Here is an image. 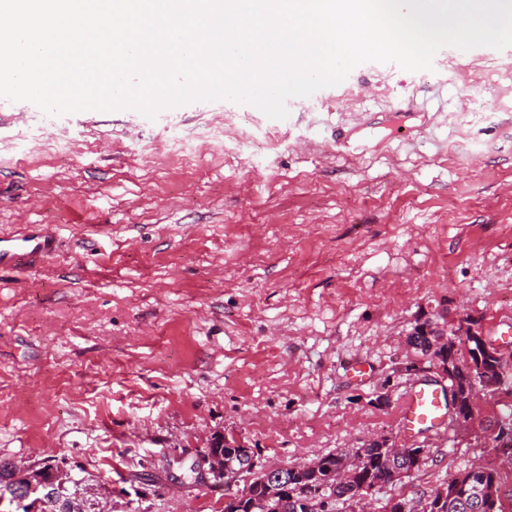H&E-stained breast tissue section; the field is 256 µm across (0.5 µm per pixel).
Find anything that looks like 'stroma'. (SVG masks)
Returning a JSON list of instances; mask_svg holds the SVG:
<instances>
[{
    "label": "stroma",
    "mask_w": 512,
    "mask_h": 512,
    "mask_svg": "<svg viewBox=\"0 0 512 512\" xmlns=\"http://www.w3.org/2000/svg\"><path fill=\"white\" fill-rule=\"evenodd\" d=\"M511 60L366 62L283 120L228 99L150 119L0 98V233L59 241L0 272V458L72 468L98 512H224L197 466L215 435L284 465L390 435L430 458L376 512L480 460L512 499V464L475 442L496 399L466 430L398 424L437 379L428 358L399 372L417 323L474 315L498 345L512 324V111L494 106Z\"/></svg>",
    "instance_id": "1"
}]
</instances>
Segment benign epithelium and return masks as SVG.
<instances>
[{"instance_id":"7a95c632","label":"benign epithelium","mask_w":512,"mask_h":512,"mask_svg":"<svg viewBox=\"0 0 512 512\" xmlns=\"http://www.w3.org/2000/svg\"><path fill=\"white\" fill-rule=\"evenodd\" d=\"M478 320L468 318L464 322L448 327L445 323L431 322L432 335L440 337L446 344L456 342V337H465V347H470L467 337L476 338L477 346L474 355L478 361V372L481 376L482 387L473 389L470 398L462 401L454 400L453 422L457 429L466 430L475 413L476 399L479 396L493 397L498 394V385L487 382L489 368L497 373L503 372V366L512 365V357L504 354V350L477 333ZM229 448L237 453L242 465L237 469L228 468L224 460V449ZM203 463L209 466L208 473L212 475L214 484L222 485L229 493L225 494L224 502L239 504L248 498V491L236 493L230 488L239 481L250 485L252 479L261 476L272 481L277 486L282 499H288V473H296L298 466L267 464L257 459V456L240 439L235 436L217 435L209 447L203 451ZM7 475L0 478L3 488L0 489V505L6 500L23 504L27 499L36 497L42 504L44 512H90L94 506L87 497L85 479L77 477L72 470L61 464L46 465L44 462L28 466H20L10 461L6 463Z\"/></svg>"}]
</instances>
